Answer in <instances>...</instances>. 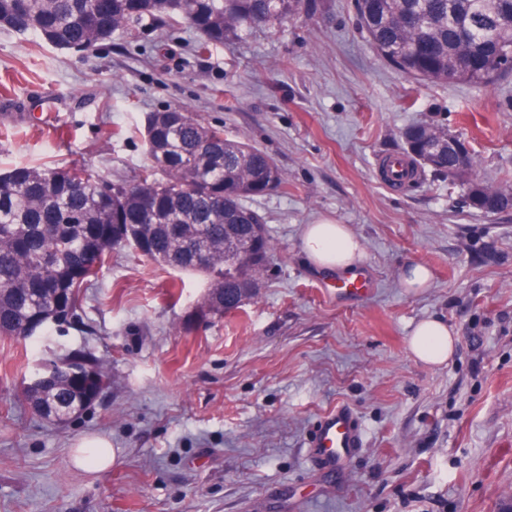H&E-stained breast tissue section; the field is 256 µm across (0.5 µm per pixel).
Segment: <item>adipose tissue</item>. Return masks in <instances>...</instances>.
<instances>
[{
    "label": "adipose tissue",
    "instance_id": "1",
    "mask_svg": "<svg viewBox=\"0 0 512 512\" xmlns=\"http://www.w3.org/2000/svg\"><path fill=\"white\" fill-rule=\"evenodd\" d=\"M302 247L308 260L325 270L347 271L362 261V243L346 224L321 222L304 225ZM455 342L447 324L432 317L413 329L410 349L424 363L439 365L453 354Z\"/></svg>",
    "mask_w": 512,
    "mask_h": 512
}]
</instances>
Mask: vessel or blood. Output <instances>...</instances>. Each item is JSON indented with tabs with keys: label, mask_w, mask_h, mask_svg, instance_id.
Returning <instances> with one entry per match:
<instances>
[{
	"label": "vessel or blood",
	"mask_w": 512,
	"mask_h": 512,
	"mask_svg": "<svg viewBox=\"0 0 512 512\" xmlns=\"http://www.w3.org/2000/svg\"><path fill=\"white\" fill-rule=\"evenodd\" d=\"M337 298L364 297L373 290V283L365 272L355 271L339 275L329 283ZM362 431L358 419L345 408L324 415L314 427L309 446L317 462L326 468L341 463L350 449L359 447Z\"/></svg>",
	"instance_id": "b4317fda"
}]
</instances>
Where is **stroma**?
<instances>
[{
    "label": "stroma",
    "instance_id": "stroma-1",
    "mask_svg": "<svg viewBox=\"0 0 512 512\" xmlns=\"http://www.w3.org/2000/svg\"><path fill=\"white\" fill-rule=\"evenodd\" d=\"M188 26L59 51L0 30V171L78 163L129 178L147 164L133 127L180 106L268 152L287 188L257 198L275 247L258 297L224 316L206 281L123 249L80 292L75 319L22 342L0 337V512H512V214L467 187L378 177L415 123L467 145L486 184L512 175V80L420 83L370 49L355 0H307L299 17L211 51ZM352 225L370 296L339 301L305 258L303 225ZM420 263L428 288L401 271ZM457 337L440 367L409 349L420 321ZM72 352L112 384L65 425L35 416L22 379ZM363 440L336 470L308 441L336 407ZM99 435L111 468L76 466ZM429 282L430 272L423 265H412L403 271L402 283L409 291L419 292L423 288H428ZM77 451L74 455V462L78 466H82V456H83V448H98L96 463L99 466L100 470L107 469L113 460V452L111 451L109 454L105 453V448H111L109 446V442L101 437H91L84 439L78 446Z\"/></svg>",
    "mask_w": 512,
    "mask_h": 512
}]
</instances>
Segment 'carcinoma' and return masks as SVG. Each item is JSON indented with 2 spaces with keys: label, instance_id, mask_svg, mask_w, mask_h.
<instances>
[{
  "label": "carcinoma",
  "instance_id": "carcinoma-1",
  "mask_svg": "<svg viewBox=\"0 0 512 512\" xmlns=\"http://www.w3.org/2000/svg\"><path fill=\"white\" fill-rule=\"evenodd\" d=\"M305 0H0V28L34 33L68 51L116 33L188 25L219 48L260 24L301 14ZM362 29L376 54L420 82L494 85L512 79V0H357ZM147 167L132 180L94 176L81 165L18 164L0 173V337L29 326L59 327L73 317L80 289L117 249L179 274L207 280L203 310L242 308L266 283L274 245L263 233L240 246L244 225L263 218L251 201L283 189V171L265 151L180 107L146 115L135 128ZM448 129L404 130L409 150L401 180L423 182L435 163L456 179L473 170L448 154ZM68 354L54 362L49 394L22 386L41 419L64 425L87 389L104 391L107 365L87 361L92 378L74 375Z\"/></svg>",
  "mask_w": 512,
  "mask_h": 512
}]
</instances>
